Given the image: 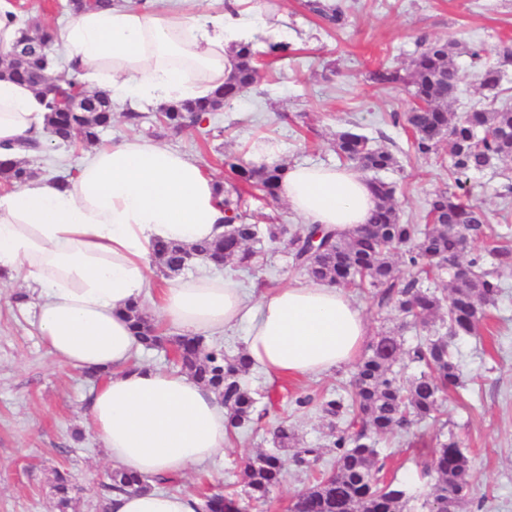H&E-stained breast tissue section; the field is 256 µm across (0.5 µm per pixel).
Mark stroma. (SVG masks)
Returning <instances> with one entry per match:
<instances>
[{
	"label": "stroma",
	"mask_w": 512,
	"mask_h": 512,
	"mask_svg": "<svg viewBox=\"0 0 512 512\" xmlns=\"http://www.w3.org/2000/svg\"><path fill=\"white\" fill-rule=\"evenodd\" d=\"M345 22L336 28L311 13L306 0H283V31L292 48L274 61L263 51L266 32L253 42L259 84L248 88L218 112L205 129L176 137L158 131L154 141L195 160L225 187L237 188L248 211L277 216L279 223L300 225L285 201L273 202L239 182L222 160L248 159L253 142L265 140L279 161L338 165L336 134L354 128L373 145L391 150L394 169L380 177L396 186L395 201L406 224L425 221L427 201L443 187L482 209L491 227H512V160L494 168L456 177L435 158L415 153L410 130L390 115L408 111L411 98L404 84H380L372 74L381 67L406 70L416 40H455L484 45L490 63L503 47L512 46V0H336ZM87 147L46 145L33 163L40 175L54 178L78 169ZM262 267L238 272L245 287L303 279L283 247L257 243ZM20 284L0 288V512H59L52 489L63 472L81 486L76 512H103L96 495L100 476L111 470L86 412L93 383L81 370L59 365L15 301ZM349 295L368 324L369 338L395 332L404 344L425 336L422 328L402 326L392 308H378L371 295ZM465 388L442 401L437 420L398 429L380 439L376 450L386 462L385 481L404 485L410 501L404 512H421L424 496L435 482L425 472L428 450L437 437H454L471 464L470 492L456 512H512V271L503 275V291L479 336L459 341ZM353 366L296 378L271 379L259 370L244 377L245 386L263 395L266 415L259 423L232 433L223 456L177 479L174 488L202 495L218 489L245 491L243 462L274 449L272 430L288 420L300 447L317 448L314 471L330 469L335 450L329 428L316 407L297 408L293 400L306 394H346Z\"/></svg>",
	"instance_id": "1"
}]
</instances>
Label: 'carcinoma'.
Here are the masks:
<instances>
[{
	"label": "carcinoma",
	"mask_w": 512,
	"mask_h": 512,
	"mask_svg": "<svg viewBox=\"0 0 512 512\" xmlns=\"http://www.w3.org/2000/svg\"><path fill=\"white\" fill-rule=\"evenodd\" d=\"M113 0H69L71 13L111 5ZM309 10L340 26L344 14L339 7L325 8L311 4ZM57 39L54 29L45 24L22 23L17 36L4 53L0 79L23 82L49 99L46 115V138L57 145H69L76 140L93 143L112 124V96L107 91L91 95L94 105L85 110H72L67 99L76 87L74 79L49 72L53 83L43 86L38 77L48 72V54ZM418 49L406 74L381 67L373 73L380 84L402 82L411 97L422 103L405 114V122L413 130L415 151L422 156L438 153L441 144L448 147V163L453 174L483 171L494 163L512 158V105L496 104L498 88L503 79L502 67L512 63V48H503L502 61L492 65L486 61L487 51L481 44H469L463 53L477 69L481 86L488 92V104L473 107L457 120H452L448 103L456 97L462 82L455 57L459 43L453 41L417 42ZM252 45L241 47L232 74L224 85L205 98L181 101L162 108L155 114L156 123L172 135L199 126L207 116L231 104L244 90L259 79L254 65ZM336 154L347 165L362 171L380 172L396 164L390 151L375 147L357 131L346 128L336 136ZM224 165L238 179L276 201L286 167L282 163L253 168L239 159L227 157ZM36 174L28 162L0 165V181L16 187L26 184ZM378 199L368 223L341 232L325 230L317 225H302L288 233L284 225L272 221L260 226L244 221L240 213L241 194H233L217 185L224 196L227 230L214 241H203L187 249L175 242H158L152 252V262L164 276L187 269L185 257L193 253L216 268L226 265L235 270L253 271L259 264V254L251 243L259 234L272 243L283 244L292 264L303 270L317 283L368 288L381 308L391 307L402 317L403 325L433 326L441 308L446 316L434 333L414 345L403 347L401 337L385 333L368 345L367 353L357 362L353 374L350 400L333 395L314 398L298 396V407L315 405L332 430V447L336 448L334 468L313 478L310 486L300 491L290 512H403L409 502L406 490L380 478L384 467L372 436L391 433L410 419L418 422L431 419L438 412L448 392L463 387L454 343L474 336L487 316V308L495 305L505 270L512 269V246L496 243L488 251L470 252L466 266L469 273L454 269L461 256L458 226L469 225L474 239L489 238L486 219L460 195L450 189H439L428 200L426 224L401 222L394 202L395 187L381 179L371 180ZM406 266L410 277L402 275ZM448 272L450 293L447 304L442 298L423 288L422 282ZM135 335L145 350L164 349V343L177 347L178 357L173 366L197 382L211 388L227 409V430L233 431L254 424L262 417L257 399L245 387L244 376L251 363L243 352L229 355L224 346L208 344L202 336H166L143 313L140 305L131 304L126 310ZM420 368L419 374L403 382L394 370L400 357ZM353 411L347 427H337V421ZM276 447L293 449L294 461L306 468L317 448L296 446V434L283 420L273 430ZM430 472L436 475L432 492L421 507L435 512L442 506L451 512L470 490V461L454 438L437 441L430 449ZM243 476L248 488V500L264 502L283 478V461L273 453H259L247 460ZM151 488L148 479L114 469L99 487L98 497L104 503L112 491H138ZM54 495L60 512H67L76 491L72 480L56 474ZM242 512L244 506L232 495L215 493L208 497L204 512H225V508Z\"/></svg>",
	"instance_id": "carcinoma-1"
}]
</instances>
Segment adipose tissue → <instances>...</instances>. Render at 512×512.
<instances>
[{"instance_id":"adipose-tissue-1","label":"adipose tissue","mask_w":512,"mask_h":512,"mask_svg":"<svg viewBox=\"0 0 512 512\" xmlns=\"http://www.w3.org/2000/svg\"><path fill=\"white\" fill-rule=\"evenodd\" d=\"M117 0L80 13L61 48L91 89L122 92L130 110L208 96L231 71L229 50L248 43L258 0ZM46 110L32 88L0 80V161L44 139ZM280 195L307 224L349 230L376 205L369 182L345 167L288 168ZM222 198L184 154L133 136L90 152L67 181L35 179L0 194V283L22 281L30 320L67 366L97 372L91 426L114 467L182 476L223 455L227 412L180 373L132 365L139 348L123 311L149 303L178 334L221 336L244 327V350L269 377L315 375L352 363L368 336L349 295L323 283L246 292L206 274L157 281L160 241L188 246L224 232ZM189 493L115 492L108 512H197Z\"/></svg>"}]
</instances>
